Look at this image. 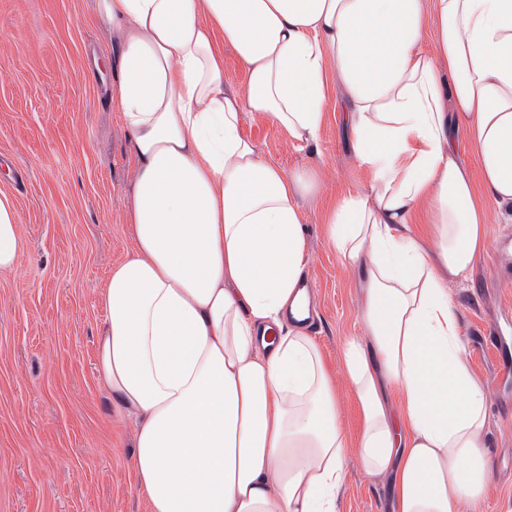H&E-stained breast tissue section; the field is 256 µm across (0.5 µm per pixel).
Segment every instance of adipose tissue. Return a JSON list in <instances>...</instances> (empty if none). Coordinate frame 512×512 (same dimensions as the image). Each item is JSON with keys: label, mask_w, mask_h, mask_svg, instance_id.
<instances>
[{"label": "adipose tissue", "mask_w": 512, "mask_h": 512, "mask_svg": "<svg viewBox=\"0 0 512 512\" xmlns=\"http://www.w3.org/2000/svg\"><path fill=\"white\" fill-rule=\"evenodd\" d=\"M96 6L136 170L133 248L100 294L96 372L135 423L151 512H339L352 454L391 475L395 512L480 501L489 415L447 279L485 250L492 209L512 215V0ZM228 47L245 90L224 87ZM335 90L369 171L323 219L360 289L364 333L343 351L353 443L299 322V200L319 194V174L265 161L241 132L243 112H259L317 146ZM462 141L476 169L460 160ZM421 210L438 227L433 253L408 230ZM23 247L1 193L0 271Z\"/></svg>", "instance_id": "obj_1"}]
</instances>
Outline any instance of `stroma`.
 I'll list each match as a JSON object with an SVG mask.
<instances>
[{
	"label": "stroma",
	"mask_w": 512,
	"mask_h": 512,
	"mask_svg": "<svg viewBox=\"0 0 512 512\" xmlns=\"http://www.w3.org/2000/svg\"><path fill=\"white\" fill-rule=\"evenodd\" d=\"M113 80L112 37L94 0H0V193L16 204L24 243L16 266L0 271V512H150L133 472L134 423L95 371L105 320L98 293L133 248L135 170ZM242 131L268 162L321 175L319 199L301 202L315 303L309 334L356 434L342 352L363 333L360 293L322 211L368 173L343 110L327 112L313 149L257 112L244 113ZM488 232L467 276L448 281L489 410L490 481L478 507L462 512H512V382L495 375L501 354L512 357V223ZM340 512H393L390 477L349 456Z\"/></svg>",
	"instance_id": "stroma-1"
}]
</instances>
